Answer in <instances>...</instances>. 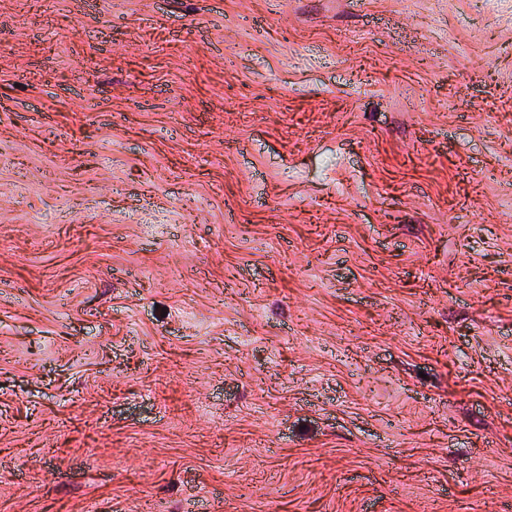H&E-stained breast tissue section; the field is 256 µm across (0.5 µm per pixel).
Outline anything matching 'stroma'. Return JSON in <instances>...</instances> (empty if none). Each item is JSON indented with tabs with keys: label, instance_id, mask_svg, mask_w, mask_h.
Masks as SVG:
<instances>
[{
	"label": "stroma",
	"instance_id": "35a3bbf8",
	"mask_svg": "<svg viewBox=\"0 0 512 512\" xmlns=\"http://www.w3.org/2000/svg\"><path fill=\"white\" fill-rule=\"evenodd\" d=\"M0 512H512V0H0Z\"/></svg>",
	"mask_w": 512,
	"mask_h": 512
}]
</instances>
